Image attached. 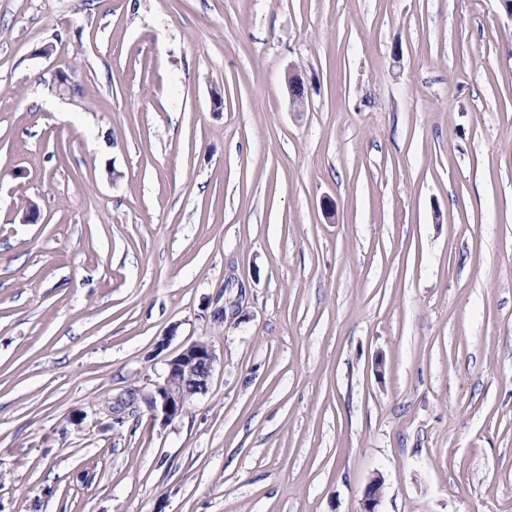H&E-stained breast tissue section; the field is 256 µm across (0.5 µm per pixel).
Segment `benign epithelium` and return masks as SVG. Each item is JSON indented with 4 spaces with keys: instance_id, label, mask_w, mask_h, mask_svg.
<instances>
[{
    "instance_id": "1",
    "label": "benign epithelium",
    "mask_w": 512,
    "mask_h": 512,
    "mask_svg": "<svg viewBox=\"0 0 512 512\" xmlns=\"http://www.w3.org/2000/svg\"><path fill=\"white\" fill-rule=\"evenodd\" d=\"M287 84L292 111H305L306 94L300 78L290 74ZM215 362L211 342L194 340L182 345L175 355L165 360L161 381L156 384L155 392L146 398L149 408L161 410L166 421L180 416L193 396L207 391ZM382 487L383 479L379 476L368 483L361 512H379Z\"/></svg>"
}]
</instances>
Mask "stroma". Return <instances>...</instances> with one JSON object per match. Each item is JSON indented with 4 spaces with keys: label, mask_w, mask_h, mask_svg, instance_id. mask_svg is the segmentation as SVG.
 Listing matches in <instances>:
<instances>
[{
    "label": "stroma",
    "mask_w": 512,
    "mask_h": 512,
    "mask_svg": "<svg viewBox=\"0 0 512 512\" xmlns=\"http://www.w3.org/2000/svg\"><path fill=\"white\" fill-rule=\"evenodd\" d=\"M377 475L512 512V17L0 0V512H360ZM216 361L209 341L194 340L182 345L166 359L161 381L146 398L149 408L156 411L159 405L165 421L179 417L194 395L207 391Z\"/></svg>",
    "instance_id": "35a3bbf8"
}]
</instances>
